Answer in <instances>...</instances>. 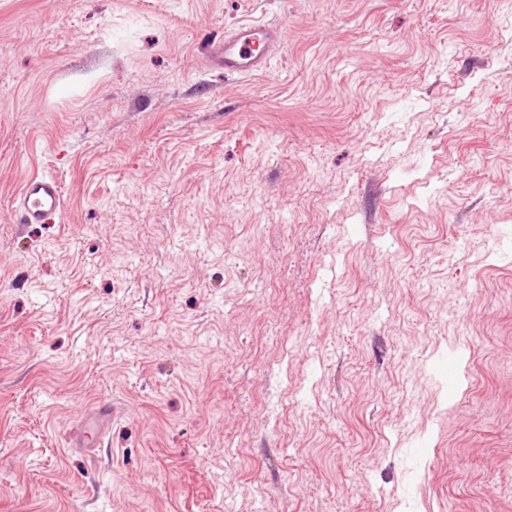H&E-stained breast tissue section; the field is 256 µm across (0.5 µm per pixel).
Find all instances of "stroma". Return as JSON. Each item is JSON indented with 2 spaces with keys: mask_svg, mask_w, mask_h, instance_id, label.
<instances>
[{
  "mask_svg": "<svg viewBox=\"0 0 512 512\" xmlns=\"http://www.w3.org/2000/svg\"><path fill=\"white\" fill-rule=\"evenodd\" d=\"M0 512H512V0H0ZM283 39V26L257 21L212 39L207 46L209 62L224 76L261 75L282 49ZM63 191L52 176H37L26 181L16 202L15 215L20 224H44L63 207ZM84 417L73 444L74 448L92 453L98 448L90 447L99 445L100 436L108 430L112 423V407L109 404H103L87 412Z\"/></svg>",
  "mask_w": 512,
  "mask_h": 512,
  "instance_id": "35a3bbf8",
  "label": "stroma"
}]
</instances>
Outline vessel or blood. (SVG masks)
<instances>
[{
  "mask_svg": "<svg viewBox=\"0 0 512 512\" xmlns=\"http://www.w3.org/2000/svg\"><path fill=\"white\" fill-rule=\"evenodd\" d=\"M283 39V27L257 21L212 39L207 46L209 62L228 76H257L267 72L273 55L283 47ZM63 202L59 181L51 176H37L26 181L15 214L19 223L42 224L61 211ZM111 422L110 405L87 412L74 438L75 448L86 451L98 445Z\"/></svg>",
  "mask_w": 512,
  "mask_h": 512,
  "instance_id": "vessel-or-blood-1",
  "label": "vessel or blood"
}]
</instances>
